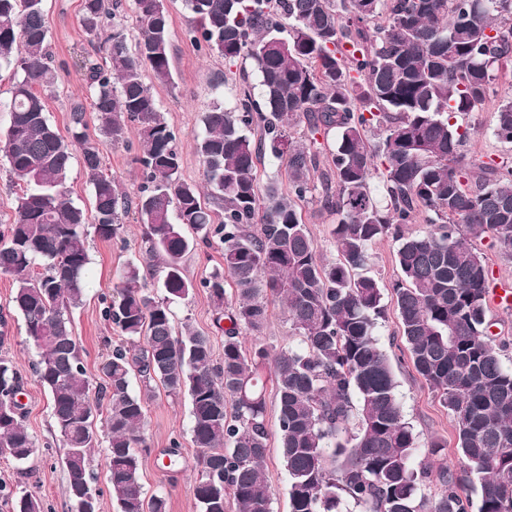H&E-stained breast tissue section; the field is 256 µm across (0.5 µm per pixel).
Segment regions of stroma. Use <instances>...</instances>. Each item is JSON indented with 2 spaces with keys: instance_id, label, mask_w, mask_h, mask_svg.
<instances>
[{
  "instance_id": "35a3bbf8",
  "label": "stroma",
  "mask_w": 512,
  "mask_h": 512,
  "mask_svg": "<svg viewBox=\"0 0 512 512\" xmlns=\"http://www.w3.org/2000/svg\"><path fill=\"white\" fill-rule=\"evenodd\" d=\"M163 4L170 18L173 82L167 86H154L153 92L166 123L178 137L182 178L200 184L204 181L203 165L193 138L203 130L204 113L213 103L227 101V82L254 84L258 78L250 61L241 59L228 65L223 57L197 48L188 35L192 21L182 0H163ZM43 9L55 56L54 82L47 89L49 118L64 135L68 132L71 103L87 98L86 72L78 60L93 52L100 40L87 33L80 24L81 0H43ZM509 94H512V66L499 72L488 98L477 110L457 116L458 125L468 131L462 148L463 164L485 162L512 167V144L500 141L494 133L495 112ZM102 150L107 172L122 182L128 193H137L141 172L135 162L139 153L136 136H129L124 143L103 144ZM142 236L143 229L131 214L124 218L117 239L105 242L93 238L89 241V284L82 305L71 313V322L83 351L87 375L95 384L100 381L99 367L107 352L105 343L118 338L112 324L101 316L99 297L111 291L117 274L127 262L147 264ZM222 262V256L214 246L201 245L187 255L185 273L195 282L196 288L173 307L177 323L191 324L211 336L214 352L218 355L223 352L224 338L216 327V314L209 295L200 282ZM13 290L12 279L0 275V317L6 320L4 328L0 329V356L11 359L23 377L25 424L35 438L36 448L33 467L24 471L13 462L0 459V512H11L13 498L25 493L40 499L44 512H70L60 458L49 447L54 438L49 399L30 370L37 351L25 335L21 318L11 311ZM377 334L398 376V397L405 421L420 442H427L433 436L441 437L449 443L448 455H455V421L439 398L419 379L406 354L399 349L395 312H387L379 323ZM189 429L187 397L172 398L163 390H156L147 402L146 435L150 451L141 457V474L146 495L165 494L168 512H199L192 493L196 450ZM175 437L182 443V454L173 464L165 451Z\"/></svg>"
}]
</instances>
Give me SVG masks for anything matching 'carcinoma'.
<instances>
[{
	"label": "carcinoma",
	"mask_w": 512,
	"mask_h": 512,
	"mask_svg": "<svg viewBox=\"0 0 512 512\" xmlns=\"http://www.w3.org/2000/svg\"><path fill=\"white\" fill-rule=\"evenodd\" d=\"M42 2L0 0V71L17 75L0 156L24 185L0 234V274L13 280L12 308L38 353L32 375L51 401L71 512H98L99 447L120 512H167L166 497H146L141 481L146 398L132 390L134 376L189 396L199 512H272L268 384L289 512H339L343 503L359 512H512V365L487 320L488 269L474 245L487 235L512 257V169L461 165L468 132L451 122L481 106L512 62V0H184L190 38L229 63L251 60L260 91L241 84L235 107L204 114L196 150L207 196L181 178L176 135L152 91L172 82L163 0H133V49L115 22L118 3L82 0L85 30L110 32L102 56L80 61L89 105L72 104L67 140L42 93L53 80ZM88 111L114 144L136 131L143 183L135 196L105 172ZM301 124L303 142L288 134ZM319 135L334 139L321 197L336 215L332 261L319 256L300 207L315 190ZM495 135L512 144V97L497 108ZM74 146L92 185L91 218L68 195ZM266 152L285 166L288 191L276 180L260 186ZM131 211L159 262L163 296L138 264L123 268L102 297L120 342L95 386L70 315L83 301L88 238L117 237ZM420 213L429 229L414 233ZM385 237L397 243L401 278L390 292L400 341L455 420L456 469L440 437L419 457L378 345L384 287L367 268ZM214 238L223 263L200 286L225 321L219 359L211 337L177 327L173 311L195 288L184 257ZM275 302L298 343L273 354L245 347L242 335H262ZM22 384L1 356L0 457L18 464L35 448L15 400ZM12 510L41 512V503L25 493Z\"/></svg>",
	"instance_id": "obj_1"
}]
</instances>
